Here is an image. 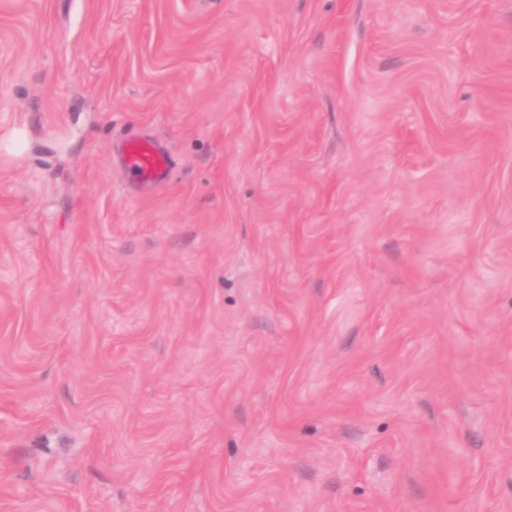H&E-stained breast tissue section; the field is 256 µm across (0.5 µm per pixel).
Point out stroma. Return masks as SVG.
Returning <instances> with one entry per match:
<instances>
[{"instance_id":"1","label":"stroma","mask_w":512,"mask_h":512,"mask_svg":"<svg viewBox=\"0 0 512 512\" xmlns=\"http://www.w3.org/2000/svg\"><path fill=\"white\" fill-rule=\"evenodd\" d=\"M0 512H512V0H0ZM125 163L139 179L160 183L167 180L171 171V158L155 142L130 138L125 143Z\"/></svg>"}]
</instances>
